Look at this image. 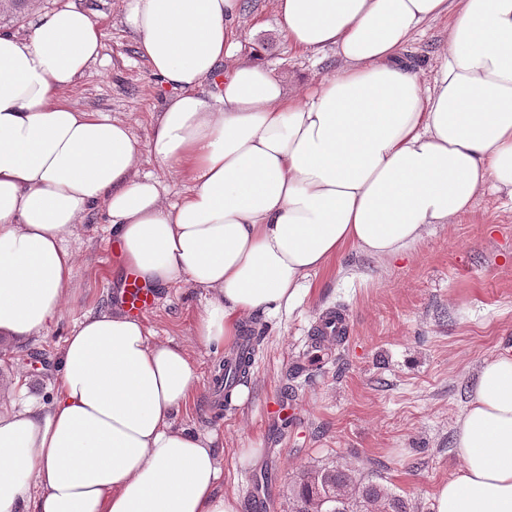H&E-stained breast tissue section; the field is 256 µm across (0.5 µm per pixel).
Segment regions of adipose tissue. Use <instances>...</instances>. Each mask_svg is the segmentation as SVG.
<instances>
[{"label":"adipose tissue","mask_w":512,"mask_h":512,"mask_svg":"<svg viewBox=\"0 0 512 512\" xmlns=\"http://www.w3.org/2000/svg\"><path fill=\"white\" fill-rule=\"evenodd\" d=\"M243 0H126L169 93L146 143L64 95L99 62L87 9L0 34V335L31 339L67 300V241L108 217L124 271L205 291L194 335L222 350L292 310L345 247L401 258L485 191L512 197V0H275L280 32L336 69L287 93L260 48L235 60ZM450 16L432 83L413 34ZM186 176L176 199L141 152ZM198 377L141 318L104 309L66 336L50 403L0 405V512H241L212 432L182 423ZM435 512H512V352L484 361L455 423Z\"/></svg>","instance_id":"ef3b65f1"}]
</instances>
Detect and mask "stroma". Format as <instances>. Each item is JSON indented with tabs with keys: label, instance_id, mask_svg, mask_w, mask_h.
I'll return each instance as SVG.
<instances>
[{
	"label": "stroma",
	"instance_id": "1",
	"mask_svg": "<svg viewBox=\"0 0 512 512\" xmlns=\"http://www.w3.org/2000/svg\"><path fill=\"white\" fill-rule=\"evenodd\" d=\"M103 31L101 63L66 94L72 106L125 120L146 141L151 115L165 94L123 23V0H75ZM240 58L260 44L284 81H319L336 67L333 50L319 58L288 46L271 0H245L238 21ZM76 258L71 294L60 320L44 335L0 338V404L16 377L28 395L49 399L58 355L73 324L88 312L122 307L124 278L102 212L90 214L68 241ZM142 314L162 341L183 346L198 375L188 421L215 431L224 458L225 493L251 512L248 490L260 487L270 512H288V496L303 468L348 464L381 478L415 512H434L437 486L460 466L454 426L482 363L512 350V199L488 192L454 224L435 225L409 255L378 260L345 247L309 279L301 303L259 318L263 337L249 373L245 402L216 401L213 381L223 354L193 335L205 304L201 291L177 283L156 289ZM349 314L348 331L329 359L301 369L306 340L329 309ZM242 448L257 458L240 461Z\"/></svg>",
	"mask_w": 512,
	"mask_h": 512
}]
</instances>
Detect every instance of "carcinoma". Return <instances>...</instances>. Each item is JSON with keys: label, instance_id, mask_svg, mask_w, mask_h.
<instances>
[{"label": "carcinoma", "instance_id": "1", "mask_svg": "<svg viewBox=\"0 0 512 512\" xmlns=\"http://www.w3.org/2000/svg\"><path fill=\"white\" fill-rule=\"evenodd\" d=\"M255 350L239 357L233 378L224 384L228 399L251 366ZM289 512H414L409 500L378 479L348 465L303 469L295 476Z\"/></svg>", "mask_w": 512, "mask_h": 512}]
</instances>
